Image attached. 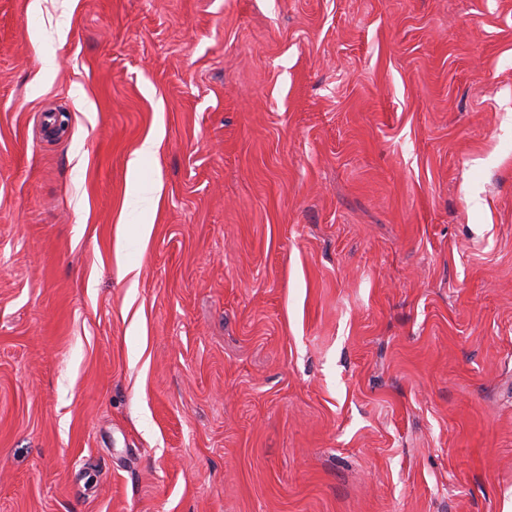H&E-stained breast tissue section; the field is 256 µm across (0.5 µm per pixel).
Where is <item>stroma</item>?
Here are the masks:
<instances>
[{
  "instance_id": "35a3bbf8",
  "label": "stroma",
  "mask_w": 512,
  "mask_h": 512,
  "mask_svg": "<svg viewBox=\"0 0 512 512\" xmlns=\"http://www.w3.org/2000/svg\"><path fill=\"white\" fill-rule=\"evenodd\" d=\"M32 1L0 512H512V0Z\"/></svg>"
}]
</instances>
